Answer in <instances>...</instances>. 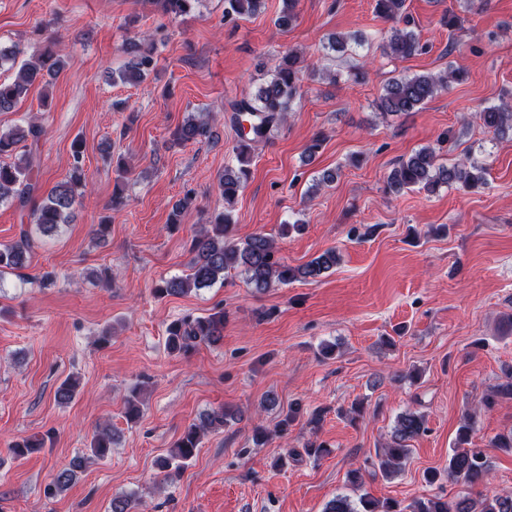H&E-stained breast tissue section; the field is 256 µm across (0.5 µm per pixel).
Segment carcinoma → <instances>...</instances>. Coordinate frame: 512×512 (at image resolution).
<instances>
[{
  "label": "carcinoma",
  "instance_id": "cac0c4a2",
  "mask_svg": "<svg viewBox=\"0 0 512 512\" xmlns=\"http://www.w3.org/2000/svg\"><path fill=\"white\" fill-rule=\"evenodd\" d=\"M200 0H154L163 14L171 17L190 13ZM298 0H283V8L275 20L282 30L291 27L297 20ZM406 0H376V12L391 21V35L385 51L395 58H409L421 52L423 46L411 28L405 8ZM263 0H224V16L252 17L261 10ZM131 59L119 70L118 78L124 83L138 84L155 69L154 47H143L131 43L126 48ZM63 54L57 41H51L44 49L23 62L14 78L0 79V112H11L19 101L36 83H48L63 68ZM310 67L293 51L284 53L266 82L254 96H244L228 103L230 123L237 132V159L239 167H224L218 188L224 203L230 205L238 196L248 178V153L257 143L270 138L271 132L286 121L292 102L297 94L303 75ZM462 69L448 67L440 74H413L393 77L383 86L382 93L375 101L377 111L388 115H402L414 112L448 89L454 80L464 79ZM481 125L495 133L512 131V108L503 104L489 106L478 113ZM209 114L192 115L172 132V143L182 145L200 142L209 138ZM43 128L35 121L25 126H16L9 131H0V203L18 201L21 206L31 205V216L37 228L49 233L60 224L68 223L77 199L83 195L86 177L81 167V142L74 143V164L70 179L54 186L41 201L33 198L35 184L32 183L33 162L31 154L19 152V145L27 140L39 141ZM486 168L474 162L466 165H447L439 161L438 151L433 147H422L406 158L399 159L387 176V190L401 194L415 187L435 192L442 187L459 184L475 188L485 184ZM32 248L28 231L20 233L19 241L0 247V273L26 268L28 253ZM191 254L189 273L162 281L154 291L159 296H182L193 290L210 288L225 280L231 270L241 269L247 282L258 292H264L273 284L287 285L295 281H314L336 265L337 252L329 248L310 261L292 266L278 257L274 240L264 233L256 232L243 241L234 238L233 224L228 214L221 213L195 232L189 242ZM167 349L176 354L186 355L202 344L216 345L224 339V310L220 309L207 316L186 314L171 321L166 327ZM512 401V364L503 369L502 376L482 398L483 408L491 410L504 402ZM302 408L295 404L288 408L277 423L278 432L288 429L300 416ZM325 410L317 407L308 413L307 424L314 437L304 443L305 454L318 460L331 453L329 445L316 437L323 421ZM241 410L220 406L208 412L199 422L191 423L170 448L167 456L158 460L165 477L171 478L196 456L201 438L207 432L224 430L228 421H240ZM427 431L424 415L407 410L399 414L387 444L375 451L368 461L371 468L352 467L346 472V484L357 494L356 499L338 495L331 500L325 512H512V493H478L473 497L467 493L449 498L436 493L403 507L392 499L380 501L364 489V473L391 477L402 471L412 449L410 442ZM471 418L464 419L458 428L456 439L448 454L444 469H428L423 480L434 485L446 474L448 478L469 488L486 485L491 474L487 449L497 448L512 453V430L497 434L486 447L480 448L472 441ZM115 434L112 427L105 425L93 434L88 452L75 458L69 465L57 472L45 494L57 496L83 471L92 460H102L111 453ZM42 448L28 438L13 444L12 453L24 458Z\"/></svg>",
  "mask_w": 512,
  "mask_h": 512
}]
</instances>
